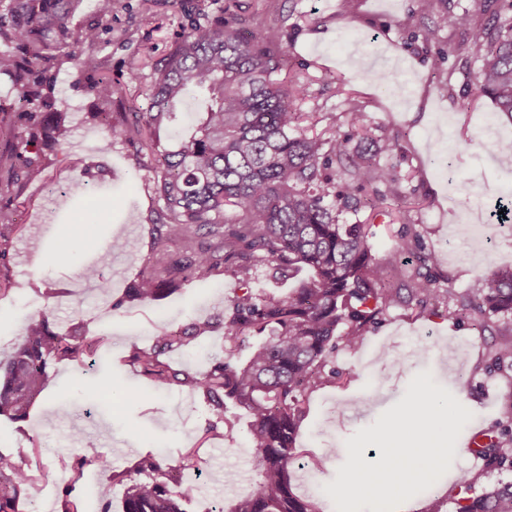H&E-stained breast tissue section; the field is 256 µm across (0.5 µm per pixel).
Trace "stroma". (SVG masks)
I'll return each mask as SVG.
<instances>
[{
    "label": "stroma",
    "instance_id": "35a3bbf8",
    "mask_svg": "<svg viewBox=\"0 0 512 512\" xmlns=\"http://www.w3.org/2000/svg\"><path fill=\"white\" fill-rule=\"evenodd\" d=\"M199 7L210 17L238 14L240 32L254 39L276 28L292 69L310 82L305 112L337 115L336 130L350 150L380 138H398L399 149L379 155L398 180L399 197L378 209L346 211V224H366L375 258L390 282L411 275L416 262H404L397 247L405 229L420 236L422 253L438 256L440 287L450 296L470 293L477 278L497 266H512V222L480 223L478 209L492 210L512 190V157L492 153L495 140L512 139V116L495 111L478 97L470 78L456 72L452 51L458 35L442 27L440 13L420 16L416 0H118L111 16L100 17L95 0H82L73 28L95 25L99 50L115 80L126 83L125 99L146 108L145 92L155 78V64L187 26V8ZM436 37L422 42V28ZM387 70V87L369 78ZM452 91H445L444 82ZM91 75L64 63L56 83L55 111L70 127L68 141L46 152L39 181L20 184L7 199L12 229L7 230L10 260L0 266V279L15 281L0 290V358L9 356L26 321L42 311L53 313L59 333L78 332L93 345L81 361L54 365L52 379L29 409L25 420L0 416V451L12 454L34 477L21 512H63L72 502L78 512H99L97 487L112 489L111 512H122L129 485L127 474L139 457L161 451L167 458L169 487L185 481L195 487L190 512H223L234 496L253 492L258 477L247 443L248 418L227 406L223 418L189 387H151L132 362L136 350L149 349L155 337L186 330L192 322L209 321L215 330L179 350L162 351L172 368L208 370L224 355L223 323L239 295L236 280L217 267L209 280L192 279L180 263L197 241H171L155 248L159 208L150 157L136 154L124 137L112 140L108 152L99 147L107 132L109 105L91 91ZM363 105L360 129L340 115L347 96ZM63 183V195L46 185ZM94 197L100 202L98 224L79 261L65 264L53 257L73 206ZM137 227L138 257L124 265V252L112 255L103 283L85 280L80 266L92 262L112 240H125L126 225ZM166 271L173 290L144 304L126 301L127 288L147 272ZM120 309H111L113 301ZM504 325H479L465 314L449 319L446 310L419 312L396 305L384 323L369 332L363 347L338 349L336 383L311 394L308 417L291 472L298 495H319L323 512L334 503L323 495L347 459L345 442L397 404L412 378L430 372L433 384L449 390L472 414L461 431L452 458L455 470L466 471L467 442L474 433L498 435L503 412L512 406V374L489 371L484 358L500 339ZM216 433H208L209 423ZM197 447L194 467L180 465L184 449ZM335 449L325 457V449ZM107 457L104 468L75 478L79 457ZM236 483L227 486L226 475ZM70 495H63L64 486Z\"/></svg>",
    "mask_w": 512,
    "mask_h": 512
}]
</instances>
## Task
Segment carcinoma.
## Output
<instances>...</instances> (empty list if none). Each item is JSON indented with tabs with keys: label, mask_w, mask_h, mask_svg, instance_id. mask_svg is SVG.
Returning <instances> with one entry per match:
<instances>
[{
	"label": "carcinoma",
	"mask_w": 512,
	"mask_h": 512,
	"mask_svg": "<svg viewBox=\"0 0 512 512\" xmlns=\"http://www.w3.org/2000/svg\"><path fill=\"white\" fill-rule=\"evenodd\" d=\"M80 0H0V76H6L18 100L37 105L19 116L24 126L0 119V139L13 146L6 172L0 175V198L9 197L21 181L41 178L40 158L64 144L70 128L53 111V94L60 66L54 51L78 46V66L97 73L95 96L123 104L124 84L112 80L108 61L99 56L97 27L74 31L72 13ZM512 0H482L480 14L445 11L441 22L458 31L460 73L474 75L478 93L497 111L512 115V21L501 12ZM189 28L174 40L147 89L145 112H122L108 127V136L122 135L143 152L158 157L155 170L159 201V246L172 240L190 241L202 229L219 238L226 271L242 294L224 320V358L204 373L173 370L152 349L138 350L133 362L157 385L188 386L203 396L221 420L225 402L243 408L250 417L249 447L261 477L256 492L240 499L229 512H319L310 497L292 490L293 449L306 418L305 403L318 388L335 382L336 349L354 350L366 333L378 328L388 310L404 303L426 307L428 299L448 300L437 286L433 254L419 255V236H404L397 253L419 263L412 285L388 286L382 266L368 244L365 224H342L340 215L360 207L374 209L384 201L378 186L400 197L396 178L374 155L389 154L398 139L379 140L375 152H349L348 141L336 135V116L317 134L302 126L322 119L297 111L309 94V84L288 75L287 52L279 35L268 30L244 38L239 19L209 21L190 12ZM481 65L471 72V51ZM204 89L208 101L193 132L177 145L160 148L159 132L178 104L193 89ZM344 189L334 191L336 175ZM372 195H361L365 190ZM240 210L241 216L230 215ZM81 238L62 236L56 255L79 254ZM269 263L280 274L303 271L286 297L257 298L249 288L253 270ZM215 267L202 250L187 259L186 268L197 280L207 279ZM166 279L162 274L141 278L129 289L141 302L154 300ZM476 294L456 298L448 315L470 312L482 323L492 318L512 324V267L495 268L477 279ZM261 343L249 360L237 361L246 339ZM92 345L79 336L54 331L52 315L42 312L18 338L14 354L0 360V416L26 418L30 404L50 378L53 364L79 358ZM486 368L512 371V328L485 361ZM503 418V431L482 447L489 471L512 470V407ZM163 461L142 456L130 476L122 512H187L194 488L169 489ZM477 477L458 481L454 512H512V481H499L475 490ZM31 475L10 454L0 453V512H16L29 497Z\"/></svg>",
	"instance_id": "cac0c4a2"
}]
</instances>
